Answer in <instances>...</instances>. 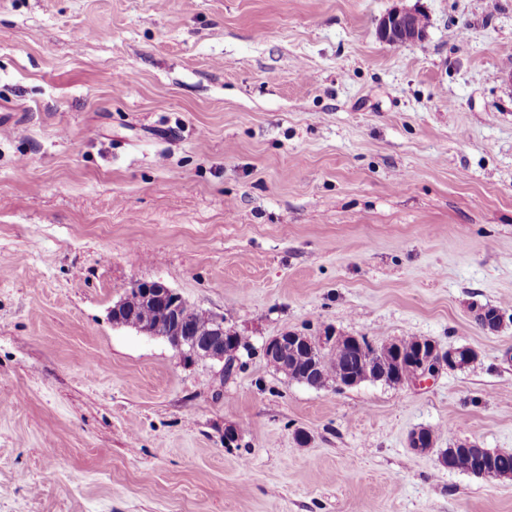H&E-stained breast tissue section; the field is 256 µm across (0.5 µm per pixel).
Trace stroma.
<instances>
[{
    "instance_id": "1",
    "label": "stroma",
    "mask_w": 512,
    "mask_h": 512,
    "mask_svg": "<svg viewBox=\"0 0 512 512\" xmlns=\"http://www.w3.org/2000/svg\"><path fill=\"white\" fill-rule=\"evenodd\" d=\"M136 280L250 354L112 325ZM328 327L478 358L315 389L261 355ZM466 442L512 453V0H0V512H512L439 465ZM412 12L410 11H393L384 17L378 28V33L380 39L390 44L391 41L402 39L406 41V43L416 40L415 38H410L411 36V26H410V16ZM127 294L135 292L142 294L150 303L168 305L172 311V319L168 327L164 329L163 337L173 347L180 358L186 363H193L196 360H211L224 362L225 370H232L235 363L240 359L237 356L238 348L235 349V340L225 339V334H234L230 329L224 328V318L213 315V337L204 344H200L195 337L189 336L183 326L182 318L185 312H182L187 306L183 297L173 288L162 282L133 281L125 290ZM132 294L128 300V314L137 319H143L144 310H148L153 315L154 322L166 323V308L144 307L138 300L137 295Z\"/></svg>"
}]
</instances>
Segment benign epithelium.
I'll return each instance as SVG.
<instances>
[{
	"label": "benign epithelium",
	"instance_id": "7a95c632",
	"mask_svg": "<svg viewBox=\"0 0 512 512\" xmlns=\"http://www.w3.org/2000/svg\"><path fill=\"white\" fill-rule=\"evenodd\" d=\"M409 11H393L384 17L378 28L380 39L389 43L402 39L412 41ZM126 293L132 292L143 295L150 303H161L172 311V319L168 327L164 329V338L186 363L197 360H211L224 363L227 370L233 369L239 360L238 350L235 349V340H224V334L231 330L224 328V318L213 317V337L206 343H199L195 337L188 335L183 326V309L186 308L183 297L173 288L162 282L133 281L126 288ZM344 344L362 346L361 339L357 336H343L337 331L328 328L317 335H308L302 332L287 331L278 336L266 340L262 347V354L266 361H272L288 354L290 350L298 347H306L309 354H315L316 350L328 345L342 346ZM365 371L363 376H352L344 380H337L340 387H352L357 385L362 377H371V368L376 354L363 350ZM478 358L475 349L468 346L450 347L441 349L434 341L428 339L420 343L411 355L398 356L396 368L388 375L389 381L394 386H403L409 382L421 381L425 378L437 375L441 370L463 369L472 364ZM409 446L419 452H426L434 447L433 435L424 430L417 429L409 436Z\"/></svg>",
	"mask_w": 512,
	"mask_h": 512
}]
</instances>
